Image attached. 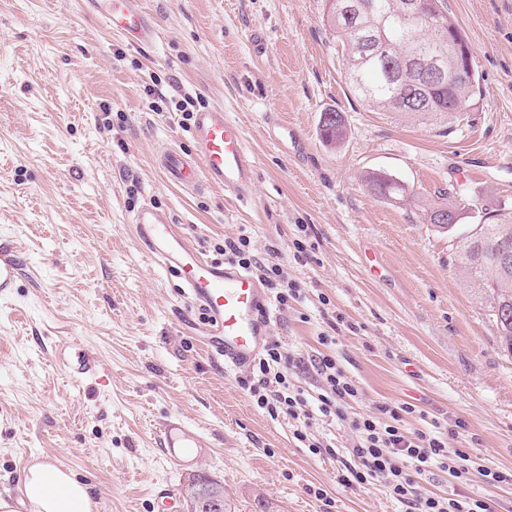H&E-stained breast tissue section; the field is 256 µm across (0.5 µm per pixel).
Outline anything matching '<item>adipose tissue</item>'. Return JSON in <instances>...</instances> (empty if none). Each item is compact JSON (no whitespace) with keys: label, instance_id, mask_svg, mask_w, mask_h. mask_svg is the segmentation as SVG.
<instances>
[{"label":"adipose tissue","instance_id":"obj_1","mask_svg":"<svg viewBox=\"0 0 512 512\" xmlns=\"http://www.w3.org/2000/svg\"><path fill=\"white\" fill-rule=\"evenodd\" d=\"M21 501L0 496V512H96L97 502L85 482L70 470L32 458L19 477Z\"/></svg>","mask_w":512,"mask_h":512}]
</instances>
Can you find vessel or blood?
Instances as JSON below:
<instances>
[{"label": "vessel or blood", "instance_id": "1", "mask_svg": "<svg viewBox=\"0 0 512 512\" xmlns=\"http://www.w3.org/2000/svg\"><path fill=\"white\" fill-rule=\"evenodd\" d=\"M81 12L98 21L128 44L144 47L157 38L156 24L141 0H78ZM193 148L164 149L156 164L168 182L195 190L217 188L240 202L250 201L255 184V162L248 153L241 127L228 119L222 107L197 112L191 128ZM138 240L151 259L172 272L194 302L208 313L210 353L225 367L237 370L260 354L269 326V298L263 286L234 265L205 259L179 231L171 212L144 203L131 216ZM22 269L15 248L0 244V295L15 288ZM59 369L81 381L94 376L98 359L81 341L70 340L57 354ZM162 438L170 448H193L196 436L177 418L166 421Z\"/></svg>", "mask_w": 512, "mask_h": 512}]
</instances>
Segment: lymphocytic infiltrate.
I'll return each instance as SVG.
<instances>
[{
	"instance_id": "f902f5d3",
	"label": "lymphocytic infiltrate",
	"mask_w": 512,
	"mask_h": 512,
	"mask_svg": "<svg viewBox=\"0 0 512 512\" xmlns=\"http://www.w3.org/2000/svg\"><path fill=\"white\" fill-rule=\"evenodd\" d=\"M218 252L225 262L248 270L265 287L275 289V299L281 307L303 299L301 288L288 281L278 251H271L269 259L260 260L252 252L250 236L242 234L225 239ZM295 365L282 345L272 341L249 371L238 377L237 384L271 419L285 416L293 420L294 439L310 453L337 456L339 485L357 490L382 483L394 499L408 504L409 512H489L488 503L481 499L414 494L417 478L431 468L447 471L463 481L474 471L475 462L467 452L449 450L448 440L438 428L407 431L401 416L412 413V405L383 402L366 416L351 412L359 389L337 366L333 356L320 355L311 362L319 378L318 394L314 397L295 384ZM335 421L347 423L356 436L352 447L342 456L337 455L334 446L322 444L313 435L320 423Z\"/></svg>"
}]
</instances>
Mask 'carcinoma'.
<instances>
[{"instance_id": "obj_1", "label": "carcinoma", "mask_w": 512, "mask_h": 512, "mask_svg": "<svg viewBox=\"0 0 512 512\" xmlns=\"http://www.w3.org/2000/svg\"><path fill=\"white\" fill-rule=\"evenodd\" d=\"M324 20L346 52L344 79L354 95L370 109L416 118H463L479 93L472 52L461 28L448 16L444 0H418V14L407 13L409 0H323ZM426 55L445 51L448 81L434 85L424 81V59L410 52V44ZM320 135L329 145L346 139L345 119L323 113ZM368 189L377 198H405L403 182L380 172L365 175ZM444 211L460 213L452 201L422 209L425 224L454 236L456 225L437 224ZM512 247V212L481 217L458 241L451 264L476 288L486 302V316L496 329L504 349L512 355V266L498 263L499 248Z\"/></svg>"}]
</instances>
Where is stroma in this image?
I'll list each match as a JSON object with an SVG mask.
<instances>
[{"label":"stroma","instance_id":"35a3bbf8","mask_svg":"<svg viewBox=\"0 0 512 512\" xmlns=\"http://www.w3.org/2000/svg\"><path fill=\"white\" fill-rule=\"evenodd\" d=\"M143 2L157 24L147 49L76 0H0V242L24 262L13 295L0 297V495L19 496L36 455L88 483L98 512H161L157 491L179 497L196 471L222 483L230 512H407L381 484H337L335 459L300 447L292 424L262 413L237 371L212 361L198 306L135 237L130 217L147 200L211 261L243 229L258 257L279 251L305 297L273 306L268 338L299 360L304 389L315 383L312 358L328 352L360 389L357 413L409 403L408 430L463 421L450 448L512 470V355L449 264L447 233L418 213L419 201L451 193L471 204L457 226L466 233L480 209L512 211V0H445L481 87L453 124L369 111L345 83L322 0ZM183 91L242 127L257 168L251 202L164 181L159 147H192L173 103ZM330 110L348 128L337 148L320 136ZM270 116L297 130L303 152L269 137ZM373 170L413 200L376 198L364 182ZM297 239L307 248L300 262ZM368 252L381 277L366 272ZM330 314L343 316L341 330L331 331ZM73 337L100 359L80 387L55 360ZM174 417L201 447H165L160 428ZM416 490L512 512V488L477 477L461 484L434 468Z\"/></svg>","mask_w":512,"mask_h":512}]
</instances>
